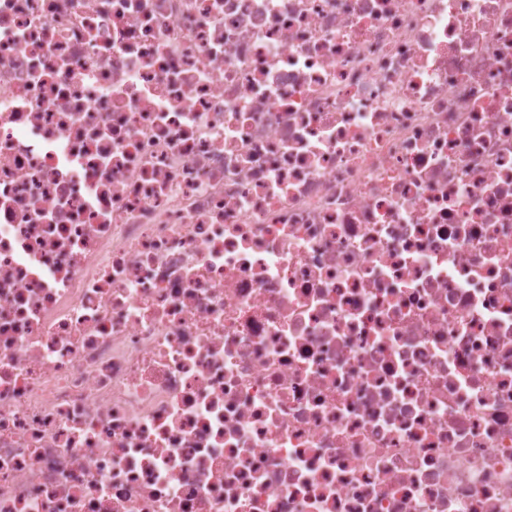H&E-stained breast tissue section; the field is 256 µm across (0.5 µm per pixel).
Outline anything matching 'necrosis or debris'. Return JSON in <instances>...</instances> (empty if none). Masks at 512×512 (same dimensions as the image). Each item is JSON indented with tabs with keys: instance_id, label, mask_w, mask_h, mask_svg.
Wrapping results in <instances>:
<instances>
[{
	"instance_id": "1",
	"label": "necrosis or debris",
	"mask_w": 512,
	"mask_h": 512,
	"mask_svg": "<svg viewBox=\"0 0 512 512\" xmlns=\"http://www.w3.org/2000/svg\"><path fill=\"white\" fill-rule=\"evenodd\" d=\"M0 512H512V0H0Z\"/></svg>"
}]
</instances>
